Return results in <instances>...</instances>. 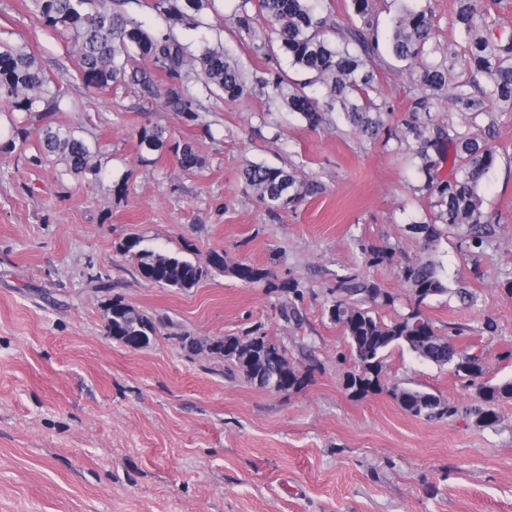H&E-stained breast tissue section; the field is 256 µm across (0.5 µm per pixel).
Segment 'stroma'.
Masks as SVG:
<instances>
[{"instance_id":"obj_1","label":"stroma","mask_w":512,"mask_h":512,"mask_svg":"<svg viewBox=\"0 0 512 512\" xmlns=\"http://www.w3.org/2000/svg\"><path fill=\"white\" fill-rule=\"evenodd\" d=\"M238 3L215 0L201 26L178 36L221 43L244 70L266 68L231 24ZM30 8L0 0V29L62 78L58 121L98 148L101 183L85 188L56 159L34 161L31 147L0 153V512H512V400L495 426H479L464 413L472 388L401 349L385 360L384 391L358 399L344 387L353 360L326 299L337 276L358 272L396 296L383 320L406 313L399 269L422 254L408 226L427 217L415 165L341 118L311 129L280 100L205 96L192 119L132 85L87 95L64 42ZM418 71L385 73L380 101L402 113ZM144 127L190 142L201 167L142 153ZM500 134L508 152L480 194L504 222L477 252L461 232L442 234L431 257L448 291L423 306L441 333L482 353L493 383L512 379V294L502 287L512 276V112ZM256 163L302 165L326 190L268 211L244 191L242 173ZM129 238L193 260L219 251L299 281L302 326L281 320L264 286L222 274L180 292L146 283L119 252ZM370 246L392 248V262L366 265ZM115 294L164 320L163 335L137 351L113 341L105 307ZM257 327L310 370L302 390L255 387L178 341ZM394 386L436 392L462 411L410 416Z\"/></svg>"}]
</instances>
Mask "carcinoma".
Returning a JSON list of instances; mask_svg holds the SVG:
<instances>
[{
	"instance_id": "obj_1",
	"label": "carcinoma",
	"mask_w": 512,
	"mask_h": 512,
	"mask_svg": "<svg viewBox=\"0 0 512 512\" xmlns=\"http://www.w3.org/2000/svg\"><path fill=\"white\" fill-rule=\"evenodd\" d=\"M314 0H240L235 15L239 35L254 38L257 26L268 30L257 45L268 59L277 51L288 55L291 65L307 78L285 91L287 79L270 69L245 74L231 63L224 48L202 42L193 52L178 38L179 26H198V16L211 0H152L151 8L166 23L156 32L145 22L120 9V0H31L32 13L43 29L71 43L70 53L84 88L107 91L130 82L147 99H160L171 112L198 111L199 95H216L237 102L255 92L286 101L310 128L330 124L335 112L361 136L396 139L416 165L420 185L416 190L428 205L427 220L410 225L425 252L433 250L438 225L466 229L474 247L480 248L495 233L502 216L486 213L480 185L507 148L498 143L499 114L512 112V35L497 32L498 22L477 0H453L451 24L465 35L464 45L447 48L436 63L421 68L417 93L396 127L386 126V103L370 96L378 75L392 69L390 60L414 62L429 53L434 39L432 12L407 8L392 19L387 45L380 43L378 21L371 0H351L352 13L345 18L316 11ZM144 60L146 66L137 62ZM167 84L161 88L155 76ZM320 85L321 97L308 89ZM445 97L461 116L446 122L432 115L439 97ZM64 91L59 79L46 74L27 45L0 38V106L26 114L24 124L13 125V136L0 145L9 152L25 148L32 120L38 128L40 157L61 155L68 171L90 185L98 181L97 150L57 122L63 111ZM139 146L148 151L167 148L178 165L191 170L200 159L188 142L170 141L158 128L138 131ZM450 173L442 175L443 167ZM301 167L289 171L254 164L245 169V186L268 210L296 205L307 196L323 192L317 180L299 176ZM139 241L120 245L122 256L131 261L141 278L161 288L189 290L212 272H221L245 284H264L281 297L279 315L287 323L302 324L295 304L301 295L299 282L278 280L265 268L249 262L229 263L224 253L210 252L205 261H191L178 254H161L138 248ZM369 265L393 259L386 247L364 249ZM413 305L398 319L386 323L376 308L395 305L396 297L357 274L337 278L327 306L331 321L342 328L347 345L359 368L348 374L345 389L355 398L383 389L381 377L387 352L404 347L417 358L449 367L464 384L478 391L476 404L466 411L487 425L497 420L496 406L512 399V379L491 384L484 380L482 357L461 350L451 335L435 328L422 310L424 300L448 292L436 264L418 258L401 266ZM163 324L112 296L107 308L106 329L112 340L126 347L139 336L144 346L161 335ZM211 354L230 364L249 383L272 392L300 389L304 377L288 358L285 345L253 329L243 336L209 340ZM407 400L399 406L413 417L441 420L455 415L458 407L444 397L416 388L403 390Z\"/></svg>"
}]
</instances>
